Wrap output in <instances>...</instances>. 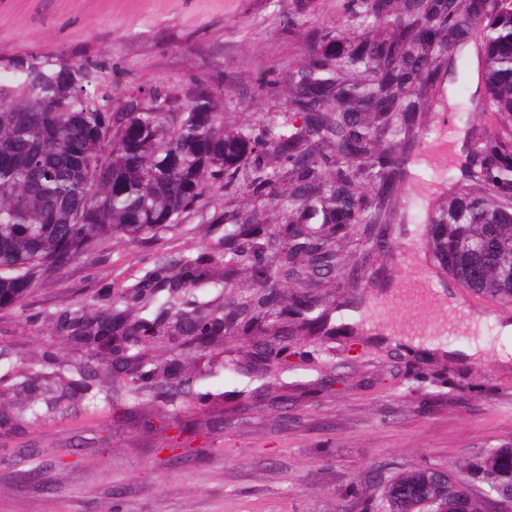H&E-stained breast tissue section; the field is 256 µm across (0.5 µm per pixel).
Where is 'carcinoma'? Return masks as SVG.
Segmentation results:
<instances>
[{
	"label": "carcinoma",
	"mask_w": 512,
	"mask_h": 512,
	"mask_svg": "<svg viewBox=\"0 0 512 512\" xmlns=\"http://www.w3.org/2000/svg\"><path fill=\"white\" fill-rule=\"evenodd\" d=\"M343 9L352 35L323 31L296 71L290 119L247 134L224 131V112L207 89L191 104L154 89L138 111L113 112L95 61H73L89 75L73 89L66 62L37 56L36 79L1 59L0 308L22 303L36 278L114 236L135 240L179 223L206 181L228 187L244 171L254 206L224 225V251L251 274V295L228 303L224 318L210 317L199 289L229 281L213 273L214 257L184 256L159 264L106 308L67 314L63 329L87 354L88 370L106 353L112 376L128 382L141 357L136 346L122 350L130 338L210 342L226 319L245 336L284 316L288 333L254 345L263 362L278 366L297 330L330 333L332 304L311 290L315 278L334 271L339 283L357 284L364 277L366 265L344 254L350 226L363 228L367 255L391 250L401 188L418 176L425 114L456 80L457 60L471 44L485 88L471 97V110L487 121L466 141L459 180L467 188L429 216L428 248L460 287L512 305V139L490 130L512 122V0H344ZM78 136L87 142L79 159L67 154ZM270 154L282 160V174L268 170ZM91 190L96 202L88 208ZM269 210L281 212V223L265 222ZM131 302L156 308L131 321L121 307ZM43 363L27 361L28 390L40 388ZM162 371L167 394L185 392L178 360ZM470 467L479 495L461 497L425 466L390 479L361 512H512L498 493L503 475H512V447L491 448Z\"/></svg>",
	"instance_id": "carcinoma-1"
}]
</instances>
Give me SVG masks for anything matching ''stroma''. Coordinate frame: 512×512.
I'll return each mask as SVG.
<instances>
[{
    "mask_svg": "<svg viewBox=\"0 0 512 512\" xmlns=\"http://www.w3.org/2000/svg\"><path fill=\"white\" fill-rule=\"evenodd\" d=\"M343 0H0V51L90 59L120 107L131 92L185 97L205 84L224 126L248 131L288 118V74L321 29H347ZM448 100L423 123L421 152L443 130L466 135L479 115L464 108L477 85L473 53ZM448 196L440 169L406 184V224L396 246L371 262L357 287H320L357 304L356 339L298 332L278 379L251 357L252 338L185 355L183 376L203 401L171 405L157 382L134 393L100 378L70 390L87 356L66 339L64 312L100 307L158 261L224 255L230 211L251 209L242 188L207 182L202 204L180 224L109 243L39 279L24 304L0 308V512H356L357 496L380 498L398 472L436 466L468 479L465 464L512 446V337L496 325L512 306L459 285L429 252L424 222ZM457 304L410 310L398 292L418 272ZM484 319L471 327L472 313ZM394 329L428 324V344L401 348L371 339L367 322ZM479 346L483 359L451 360L442 348ZM47 355L39 391L23 385L31 356ZM149 413L151 424L141 415ZM185 423L187 450L162 459L170 422Z\"/></svg>",
    "mask_w": 512,
    "mask_h": 512,
    "instance_id": "stroma-1",
    "label": "stroma"
}]
</instances>
